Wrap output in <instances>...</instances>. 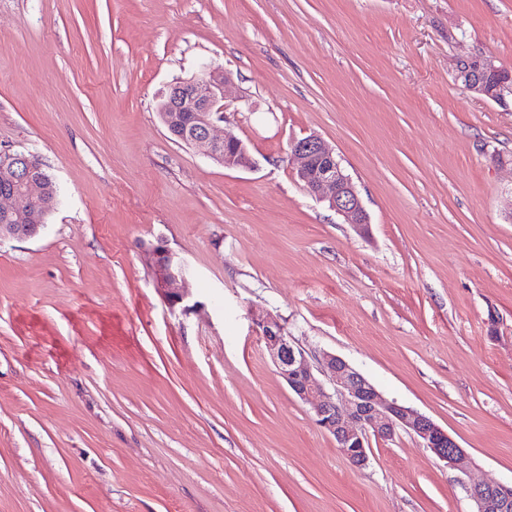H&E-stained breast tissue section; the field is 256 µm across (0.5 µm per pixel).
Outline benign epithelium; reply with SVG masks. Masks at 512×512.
Instances as JSON below:
<instances>
[{
	"label": "benign epithelium",
	"instance_id": "benign-epithelium-1",
	"mask_svg": "<svg viewBox=\"0 0 512 512\" xmlns=\"http://www.w3.org/2000/svg\"><path fill=\"white\" fill-rule=\"evenodd\" d=\"M457 78L468 90L493 102L512 95V73L489 56L461 59ZM226 83L227 75L219 68H207L190 80L171 83L161 92L158 112L167 127L180 122L178 113H187L177 135L179 141L203 148L226 168L251 169L255 161L240 138L230 131L215 134L217 124L226 121ZM290 155L297 161L298 177L311 195L328 201L345 223L359 229L367 227L369 217L352 178L321 136L312 133L293 141ZM24 165L30 166L25 153L0 150V215L18 218L16 224L0 225V239L36 237L44 216L55 210L54 201L40 194L38 183L22 175ZM146 260L156 288L164 292L169 305L182 304L187 298L185 265L175 260L162 241L146 251ZM254 324L279 376L294 396L313 409L316 425L344 449L354 468L368 465L370 438L391 440L403 430L438 460L464 470L465 451L428 416L384 398L361 372L336 354L321 351L308 358L276 318L258 316ZM464 488L474 503L472 512H512V484H466Z\"/></svg>",
	"mask_w": 512,
	"mask_h": 512
}]
</instances>
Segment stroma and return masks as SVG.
I'll return each instance as SVG.
<instances>
[{
  "mask_svg": "<svg viewBox=\"0 0 512 512\" xmlns=\"http://www.w3.org/2000/svg\"><path fill=\"white\" fill-rule=\"evenodd\" d=\"M512 0H0V150L61 194L0 242V512H471L399 432L354 468L291 394L253 313L342 356L512 481ZM225 69L254 168L178 142L170 83ZM318 134L357 232L289 154ZM188 270L170 308L144 253ZM457 78L468 90L484 99L501 102L512 95V75L484 55L469 56L457 64Z\"/></svg>",
  "mask_w": 512,
  "mask_h": 512,
  "instance_id": "1",
  "label": "stroma"
}]
</instances>
